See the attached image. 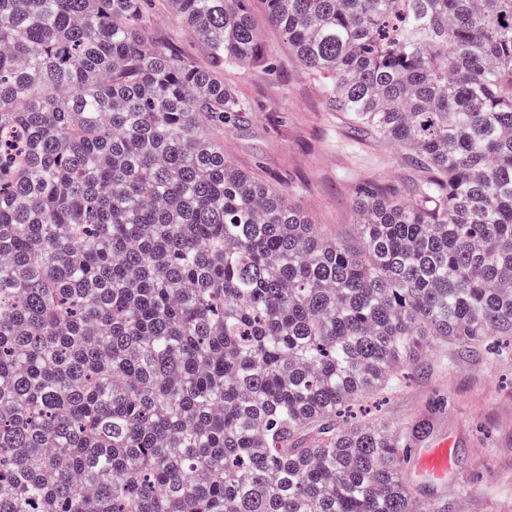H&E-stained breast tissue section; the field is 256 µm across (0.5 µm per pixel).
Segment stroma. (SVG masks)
I'll return each mask as SVG.
<instances>
[{
  "label": "stroma",
  "instance_id": "stroma-1",
  "mask_svg": "<svg viewBox=\"0 0 512 512\" xmlns=\"http://www.w3.org/2000/svg\"><path fill=\"white\" fill-rule=\"evenodd\" d=\"M252 15L274 52V68L225 67V85L252 109L214 134L236 166L283 191L330 233L351 237L364 186L404 194L424 173L398 144L356 135L342 113L329 109L260 0H253ZM151 28L209 67L203 43L168 12L157 10ZM360 416L393 427L421 421L428 423L430 438L454 439L447 483L416 485L420 500L444 498L449 512H512V346L491 359L437 351L395 391L364 399Z\"/></svg>",
  "mask_w": 512,
  "mask_h": 512
}]
</instances>
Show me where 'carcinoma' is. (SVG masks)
Returning <instances> with one entry per match:
<instances>
[{
	"label": "carcinoma",
	"mask_w": 512,
	"mask_h": 512,
	"mask_svg": "<svg viewBox=\"0 0 512 512\" xmlns=\"http://www.w3.org/2000/svg\"><path fill=\"white\" fill-rule=\"evenodd\" d=\"M0 0V512H448L425 424L349 420L512 338V0H263L329 105L410 150L353 241L224 155L251 0ZM151 28L154 34L163 37L179 51L193 56L199 66L208 68L210 59L203 43L191 35L168 12L159 9L152 18Z\"/></svg>",
	"instance_id": "obj_1"
}]
</instances>
